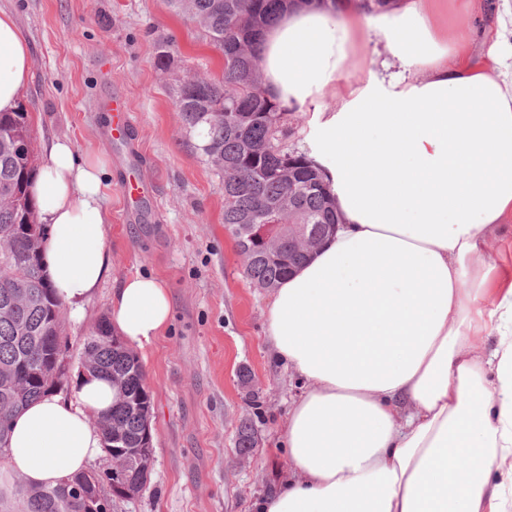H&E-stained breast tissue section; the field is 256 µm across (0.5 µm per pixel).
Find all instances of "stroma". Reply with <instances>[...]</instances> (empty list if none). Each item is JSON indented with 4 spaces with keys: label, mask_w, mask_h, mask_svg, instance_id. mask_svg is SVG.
I'll return each mask as SVG.
<instances>
[{
    "label": "stroma",
    "mask_w": 512,
    "mask_h": 512,
    "mask_svg": "<svg viewBox=\"0 0 512 512\" xmlns=\"http://www.w3.org/2000/svg\"><path fill=\"white\" fill-rule=\"evenodd\" d=\"M0 9L14 15L31 49L20 107L33 150L64 138L108 172L112 272L82 320L63 317L70 375L79 374L83 343L124 278L150 274L171 293L170 328L139 353L154 402L150 481L136 498H114L112 512H252L255 499L290 475L278 443L304 384L269 355L271 292L246 278L224 226V184L176 107L186 75L222 78L223 54L167 0H0ZM165 39L174 42V64L164 74L154 61ZM116 94L132 117L134 165L106 133V104ZM130 177L153 182L132 215L120 189ZM243 370L250 383L241 382ZM244 418L257 433L246 457L236 447Z\"/></svg>",
    "instance_id": "stroma-1"
}]
</instances>
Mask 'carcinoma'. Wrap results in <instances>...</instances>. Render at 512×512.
<instances>
[{
    "label": "carcinoma",
    "instance_id": "carcinoma-1",
    "mask_svg": "<svg viewBox=\"0 0 512 512\" xmlns=\"http://www.w3.org/2000/svg\"><path fill=\"white\" fill-rule=\"evenodd\" d=\"M171 8L199 25L224 55V75L215 80L201 74L179 86L177 109L183 124L199 131L198 149L224 182V224H306L319 238L338 223L330 190L303 154L288 149L281 138L285 110L262 88L257 36L274 21L288 0H169ZM171 41L159 45L156 68L165 73L174 63ZM296 172L297 189L288 203L284 170ZM35 173L27 113L0 112V437L8 441L17 413L30 401L54 392L67 380L55 371L58 338L62 335V302L46 283L39 253L44 227L37 221L28 184ZM282 250L267 252L262 240L245 249L247 277L260 288H274L307 254L288 247L281 227ZM101 335L87 338L84 350L98 360L96 376L125 380L124 400L97 419L105 452L111 453L112 432L123 433L122 448L152 445L146 415L152 395L139 356L124 341L109 343L107 321ZM256 445L252 423L243 419L237 432L240 453ZM103 480L112 471L90 470L67 483L31 495L14 485L16 503L10 512H90L75 484Z\"/></svg>",
    "mask_w": 512,
    "mask_h": 512
}]
</instances>
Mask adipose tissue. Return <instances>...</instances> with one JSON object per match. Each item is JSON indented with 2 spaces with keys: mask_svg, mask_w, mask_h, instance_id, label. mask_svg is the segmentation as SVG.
Returning <instances> with one entry per match:
<instances>
[{
  "mask_svg": "<svg viewBox=\"0 0 512 512\" xmlns=\"http://www.w3.org/2000/svg\"><path fill=\"white\" fill-rule=\"evenodd\" d=\"M297 0L258 37L263 88L311 108L299 150L341 217L274 290L267 336L306 383L282 430L292 476L256 512H506L512 505V276L491 238L512 235V0ZM383 43L367 73L344 72ZM31 53L0 9V112L15 111ZM334 107H327V100ZM103 164L46 141L30 192L42 267L74 317L108 276ZM173 317L169 288L122 280L108 321L138 348ZM490 336L488 348L473 344ZM107 380L79 376L13 420L0 483L56 487L103 455Z\"/></svg>",
  "mask_w": 512,
  "mask_h": 512,
  "instance_id": "1",
  "label": "adipose tissue"
}]
</instances>
